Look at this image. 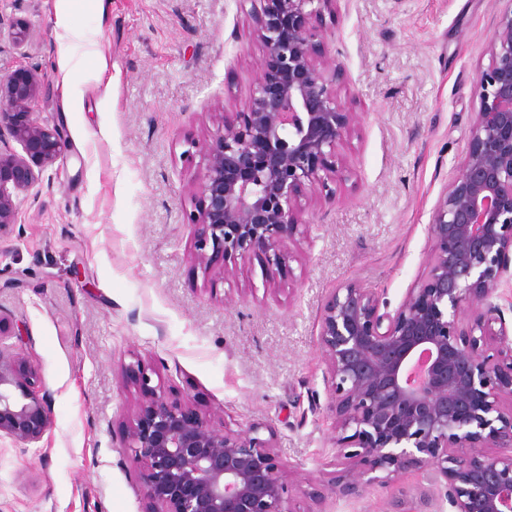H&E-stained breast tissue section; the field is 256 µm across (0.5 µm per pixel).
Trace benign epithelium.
Here are the masks:
<instances>
[{
  "mask_svg": "<svg viewBox=\"0 0 512 512\" xmlns=\"http://www.w3.org/2000/svg\"><path fill=\"white\" fill-rule=\"evenodd\" d=\"M250 3L248 44L259 55L249 97L202 145L207 157L194 218L198 264L206 248L224 272L261 257L276 289L291 247L308 233L301 200L350 176L341 148L356 113L342 104L339 68L326 49L325 15L337 0ZM25 54L26 24L3 30ZM490 63L476 78L479 111L468 151L432 211V249L419 282L392 309L374 288L346 284L325 298L320 346L332 390L336 464L344 480L388 483L434 468L455 512H512V339L492 302L512 280V9L501 14ZM42 73L0 77V237L16 224L14 195L61 155L59 131L36 108ZM22 146L11 151L8 140ZM0 315V437L39 443L50 426L38 368L5 345L17 336ZM497 354H487L489 346ZM142 373L123 447L141 472L144 512H287L285 464L260 426L219 430L174 405Z\"/></svg>",
  "mask_w": 512,
  "mask_h": 512,
  "instance_id": "1",
  "label": "benign epithelium"
}]
</instances>
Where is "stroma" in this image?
I'll use <instances>...</instances> for the list:
<instances>
[{"mask_svg": "<svg viewBox=\"0 0 512 512\" xmlns=\"http://www.w3.org/2000/svg\"><path fill=\"white\" fill-rule=\"evenodd\" d=\"M512 0H339L327 47L358 122L350 177L307 203L311 228L277 289L259 260L224 273L195 259L201 144L257 76L239 0H0L26 51L0 44V76L45 75L41 117L65 149L15 198L0 237V315L39 368L51 424L0 439V512H143L121 442L139 369L215 427L260 424L286 463L297 512H450L433 471L328 497L342 474L320 347L325 297L345 282L398 305L418 281L439 194L468 150L475 81ZM67 15L68 27L58 26Z\"/></svg>", "mask_w": 512, "mask_h": 512, "instance_id": "1", "label": "stroma"}]
</instances>
